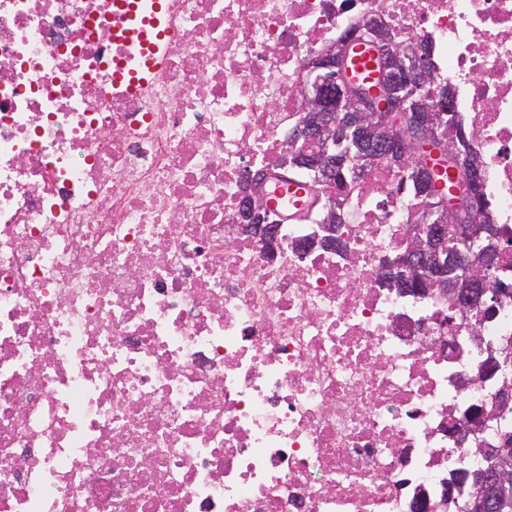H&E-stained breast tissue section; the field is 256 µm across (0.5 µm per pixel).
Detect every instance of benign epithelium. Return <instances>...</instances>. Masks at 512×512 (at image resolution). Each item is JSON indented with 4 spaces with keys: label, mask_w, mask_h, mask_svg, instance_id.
<instances>
[{
    "label": "benign epithelium",
    "mask_w": 512,
    "mask_h": 512,
    "mask_svg": "<svg viewBox=\"0 0 512 512\" xmlns=\"http://www.w3.org/2000/svg\"><path fill=\"white\" fill-rule=\"evenodd\" d=\"M370 40L378 47L384 68L383 89L394 111L381 113L367 95L341 76L346 43L331 44L308 58L303 85V112L295 136L286 142L283 165H300L321 172L334 171L347 162L366 169L387 158L399 167H409L411 147L396 128L404 124L425 140L446 144L448 154L459 159L466 180L461 199L450 206L437 205L434 220L418 225L408 249L392 262L402 281H414L448 294L451 310L471 321L491 315L499 299L512 292L494 277L502 254L495 243L494 228L484 223L480 207L482 162L473 148L457 140L453 126L444 118L454 112L451 85L429 83L427 52L421 45L400 41L385 23L371 22ZM241 223L232 235H247L274 254L280 247L276 227L269 224L263 204L248 193L241 206ZM339 216L327 206L321 223L302 239L300 249L336 250ZM466 245L467 250L460 249ZM501 375L496 407L470 422L476 434L486 421L512 411V349L490 350L489 358L466 384L481 381L485 374ZM477 453L489 460V471L474 474L483 496L473 504L476 512H506L512 508V434L501 432L492 447L476 444Z\"/></svg>",
    "instance_id": "obj_1"
}]
</instances>
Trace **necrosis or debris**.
<instances>
[{
    "label": "necrosis or debris",
    "instance_id": "1",
    "mask_svg": "<svg viewBox=\"0 0 512 512\" xmlns=\"http://www.w3.org/2000/svg\"><path fill=\"white\" fill-rule=\"evenodd\" d=\"M382 18L434 50L484 163L512 286V0H175L141 92L112 0H0V512H460L449 419L512 339L388 287L415 205L377 164L322 198L345 246L230 237L274 188L304 61Z\"/></svg>",
    "mask_w": 512,
    "mask_h": 512
}]
</instances>
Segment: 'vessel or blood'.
<instances>
[{"label": "vessel or blood", "mask_w": 512, "mask_h": 512, "mask_svg": "<svg viewBox=\"0 0 512 512\" xmlns=\"http://www.w3.org/2000/svg\"><path fill=\"white\" fill-rule=\"evenodd\" d=\"M171 0H153L150 9H142L140 0H112V43L118 51L112 57V83L127 92H135L163 62L168 31L165 15ZM347 74L368 91H376L382 75L381 60L367 41L353 42ZM287 198L291 208L281 214L283 222L302 220L320 203L318 192L293 178H285L279 199Z\"/></svg>", "instance_id": "1"}]
</instances>
